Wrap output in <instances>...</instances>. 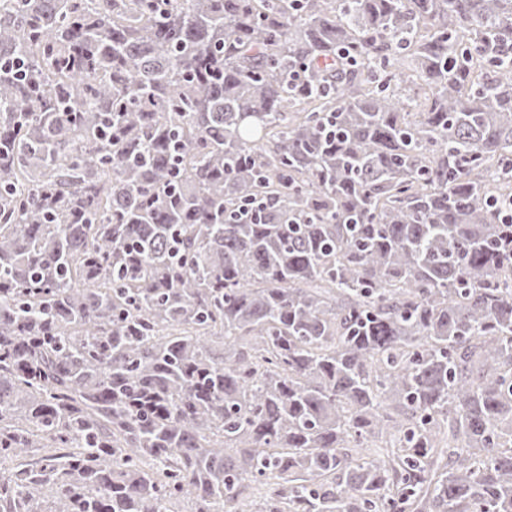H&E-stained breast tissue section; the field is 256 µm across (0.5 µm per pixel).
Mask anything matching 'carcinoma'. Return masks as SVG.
<instances>
[{"mask_svg":"<svg viewBox=\"0 0 512 512\" xmlns=\"http://www.w3.org/2000/svg\"><path fill=\"white\" fill-rule=\"evenodd\" d=\"M511 198L512 0H0V512H512Z\"/></svg>","mask_w":512,"mask_h":512,"instance_id":"obj_1","label":"carcinoma"}]
</instances>
